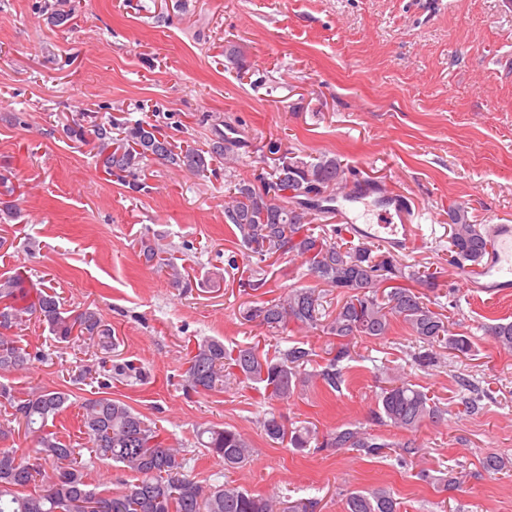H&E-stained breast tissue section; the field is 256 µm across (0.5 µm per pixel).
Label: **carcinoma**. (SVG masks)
<instances>
[{
  "mask_svg": "<svg viewBox=\"0 0 512 512\" xmlns=\"http://www.w3.org/2000/svg\"><path fill=\"white\" fill-rule=\"evenodd\" d=\"M64 133L83 141L92 136L97 166L135 192L142 188L138 173L151 159L202 176L218 159L231 163L238 145V140L217 129L207 149L182 147L172 143V136L159 126L139 121L120 125L100 122L89 128L75 121L64 127ZM268 152L275 156L271 172L253 180L233 181L224 206V223L248 257L259 263L247 279L239 281V287L261 290L267 278L261 274L260 264L289 254L308 265L323 292L293 288L261 306L243 309L240 317L274 334L286 331L293 322L332 336L336 342L327 349L324 363L309 371L307 366L315 362L316 353L304 341L271 356L257 344L229 350L218 339H203L190 351V390L222 392L241 380L263 389V398L269 401L286 402L298 388L319 380L328 390L339 392L347 381L342 364L352 358V341L381 339L390 334L395 321L403 322L422 343L412 359L423 369L437 365L433 348L441 344L458 355L471 352L470 337L451 333L444 314L426 302L427 293L438 289L434 274L403 264L378 245L348 247L338 241L341 229L334 226L314 227L316 214L304 198L345 188L346 170L338 159L323 156L313 163L290 156L286 163L278 153L289 156V152L282 151L276 141L269 142ZM289 189L305 193L289 197L285 195ZM448 219L453 262L459 266L481 263L487 254V235L470 223L462 206L449 207ZM140 256L165 273L173 286H192L186 266L166 256V250L147 235L140 239ZM385 282L391 286L383 292ZM333 294L340 297V303L331 310L326 298ZM33 319L65 348L86 336L98 346L112 349V327L99 312L89 308L68 311L57 293L45 288L30 299L25 277L16 270L0 275V376L27 369L35 358L19 339V331ZM486 332L500 349L512 352V321L490 324ZM458 381L469 392L463 398L466 411H478L484 392L465 376ZM0 400L10 406L13 420L24 426L35 443L33 455H18L16 449L2 445L9 439L11 427L0 424V512H316L317 502L309 499L286 503L274 495H253L229 483L202 485L184 472L178 450L162 439L159 428L109 396L81 403V427L91 451L120 464L130 481L116 493L99 491L89 481L88 464L82 461L80 449L53 430L57 417L68 408L67 392L35 388L20 397L1 382ZM444 414L425 391L401 379L376 393L372 411L373 419L410 434L427 422H440ZM260 428L267 440L286 441L299 451L344 448L376 457L386 448H395L402 465L418 453L411 441L390 443L360 426L323 435L306 425L289 429L272 410L261 418ZM196 437L227 470L244 466L255 453L251 442L234 428L206 426L197 430ZM344 512H398V502L384 488L351 492L345 498Z\"/></svg>",
  "mask_w": 512,
  "mask_h": 512,
  "instance_id": "1",
  "label": "carcinoma"
}]
</instances>
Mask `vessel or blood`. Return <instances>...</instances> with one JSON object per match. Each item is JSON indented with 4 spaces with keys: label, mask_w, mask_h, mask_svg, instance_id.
Segmentation results:
<instances>
[{
    "label": "vessel or blood",
    "mask_w": 512,
    "mask_h": 512,
    "mask_svg": "<svg viewBox=\"0 0 512 512\" xmlns=\"http://www.w3.org/2000/svg\"><path fill=\"white\" fill-rule=\"evenodd\" d=\"M371 184L354 181L351 187L335 197L338 211L349 214V229L358 242L378 241L393 254L412 251L418 242L415 225L408 222L383 224L374 221L367 203L372 196ZM489 248L482 266L464 267L468 287L483 289L494 297L512 290V224H493L489 227Z\"/></svg>",
    "instance_id": "b4317fda"
}]
</instances>
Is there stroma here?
I'll return each instance as SVG.
<instances>
[{
    "mask_svg": "<svg viewBox=\"0 0 512 512\" xmlns=\"http://www.w3.org/2000/svg\"><path fill=\"white\" fill-rule=\"evenodd\" d=\"M53 0H0V171L8 170L17 207L0 221V272L18 269L28 283L49 280L69 310L91 308L111 325L115 346L92 341L57 347L31 322L22 344L36 353L29 369L6 375L17 395L31 388L69 391L72 407L57 429L73 445L78 405L108 393L179 448L184 470L201 483H231L285 500L312 498L317 512H343V497L391 490L400 512H512V470L482 469L488 454L512 461V354L482 329L512 321V295L489 299L466 288L448 263V209L466 207L471 223L512 224V6L505 0H70L71 21L57 25ZM234 45L248 67H228ZM24 114L18 124L13 114ZM141 121L159 125L178 143L207 148L215 129H235L236 164L213 163L204 176L150 161L133 192L104 174L92 143L66 137L73 120ZM306 161L338 157L378 194L405 193L417 213L421 240L404 261L438 274L450 329L471 336L466 357L439 349V362L417 367L419 342L394 323L390 336L354 339L345 367L350 382L332 394L321 383L277 404L287 422L319 433L355 424L387 440L396 429L373 421L375 394L397 369L446 411L415 435L416 464L393 451L367 458L333 448L302 452L269 443L259 420L268 410L258 392L230 385L194 393L186 353L203 338L227 347L256 343L269 351L307 341L323 353L328 336L289 326L285 336L243 323L240 309L288 289L315 286L301 259L268 260V286L243 292L253 267L224 222L227 174L268 173L269 141ZM183 258L195 278L172 287L139 253L142 234ZM238 267L225 271L229 253ZM138 374L117 379L115 363ZM92 377L80 380L83 370ZM464 375L486 390L478 413L464 412ZM235 427L256 453L245 467L199 448L197 426ZM427 468L458 473V489L440 492L420 479Z\"/></svg>",
    "mask_w": 512,
    "mask_h": 512,
    "instance_id": "stroma-1",
    "label": "stroma"
}]
</instances>
